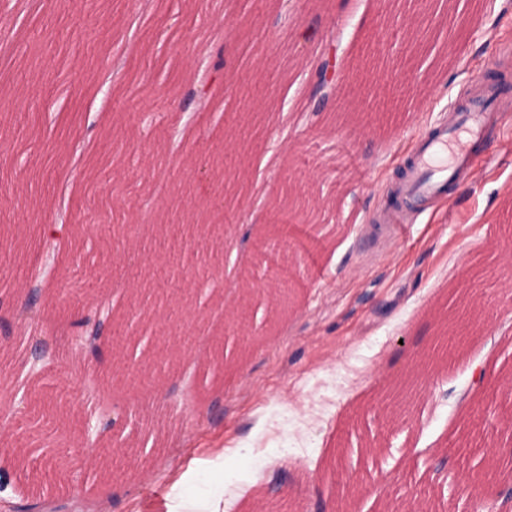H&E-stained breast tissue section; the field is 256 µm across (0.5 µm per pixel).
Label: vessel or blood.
I'll return each instance as SVG.
<instances>
[{"instance_id": "vessel-or-blood-1", "label": "vessel or blood", "mask_w": 512, "mask_h": 512, "mask_svg": "<svg viewBox=\"0 0 512 512\" xmlns=\"http://www.w3.org/2000/svg\"><path fill=\"white\" fill-rule=\"evenodd\" d=\"M504 100L500 84L476 77L465 98L449 109L447 122L418 137L394 186L396 197L416 212L427 204L448 201L449 187L480 162Z\"/></svg>"}]
</instances>
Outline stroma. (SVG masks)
I'll return each mask as SVG.
<instances>
[{
    "instance_id": "stroma-1",
    "label": "stroma",
    "mask_w": 512,
    "mask_h": 512,
    "mask_svg": "<svg viewBox=\"0 0 512 512\" xmlns=\"http://www.w3.org/2000/svg\"><path fill=\"white\" fill-rule=\"evenodd\" d=\"M12 16L41 45L37 67L0 71V301L24 304L54 223L58 183L72 216L39 305L34 339L57 332L55 373L38 392L73 397L72 440L97 403L112 411L104 448L73 457L79 483L47 497L8 463L0 512H174L181 504L262 512H336L337 486L361 479L353 512L411 496L429 512H467L464 474L505 461L512 428V111L500 115L477 169L452 204L419 215L387 198L413 137L440 118L476 74L512 86V0H148L125 45L127 0H43ZM292 23H284L283 12ZM224 44L226 86L179 152L164 133L188 90L180 76L199 45ZM127 77L96 107L99 73L117 52ZM331 65L335 98L313 92ZM276 151L277 167L264 165ZM290 186L325 224L312 267L285 244L294 297L281 309L256 264ZM261 212L246 217L255 191ZM408 225L393 236L384 214ZM238 251L234 287L197 269L201 247ZM136 314L131 342H104L97 364L65 334L73 289ZM418 393L400 418L387 386ZM223 461V479L206 478Z\"/></svg>"
}]
</instances>
